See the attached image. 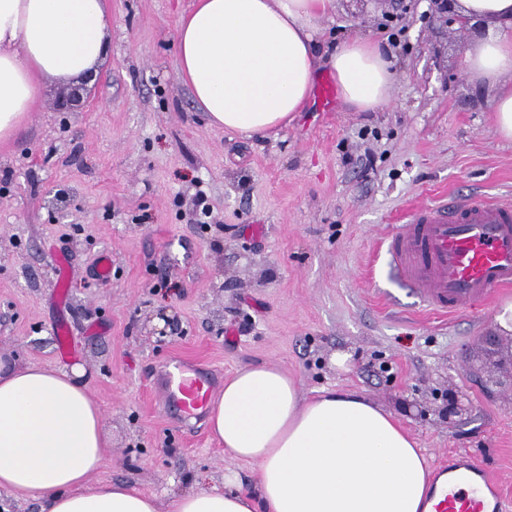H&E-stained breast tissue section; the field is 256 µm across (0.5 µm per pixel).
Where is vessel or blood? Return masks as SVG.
<instances>
[{
  "label": "vessel or blood",
  "instance_id": "b4317fda",
  "mask_svg": "<svg viewBox=\"0 0 512 512\" xmlns=\"http://www.w3.org/2000/svg\"><path fill=\"white\" fill-rule=\"evenodd\" d=\"M398 276L425 308L457 314L478 298L512 288V206L471 196L424 204L381 242ZM215 387L210 370L184 359L165 361L156 391L167 410L199 417ZM426 512H512V501L494 486L488 467L470 454L438 465Z\"/></svg>",
  "mask_w": 512,
  "mask_h": 512
}]
</instances>
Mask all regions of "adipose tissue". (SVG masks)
<instances>
[{
	"label": "adipose tissue",
	"instance_id": "ef3b65f1",
	"mask_svg": "<svg viewBox=\"0 0 512 512\" xmlns=\"http://www.w3.org/2000/svg\"><path fill=\"white\" fill-rule=\"evenodd\" d=\"M483 23L463 73L491 92L500 137L512 140V0H458ZM336 0H193L176 33L177 76L211 124L248 135L287 127L319 67L344 103L385 104L393 64L363 37L329 55L315 35ZM107 0H0V140L44 81H79L109 54ZM83 368L22 366L0 357V488L43 512H158L153 496L94 475L110 448ZM208 426L226 458L256 465L253 490L224 473L220 492L179 495L174 512H423L432 477L400 422L366 397L333 388L304 397L281 367L244 366L224 381Z\"/></svg>",
	"mask_w": 512,
	"mask_h": 512
}]
</instances>
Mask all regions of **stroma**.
<instances>
[{
  "label": "stroma",
  "mask_w": 512,
  "mask_h": 512,
  "mask_svg": "<svg viewBox=\"0 0 512 512\" xmlns=\"http://www.w3.org/2000/svg\"><path fill=\"white\" fill-rule=\"evenodd\" d=\"M192 0H108L111 51L89 103L57 111L47 80L0 141V355L83 367L112 452L95 477L154 495L244 487L206 420L164 409L151 376L173 356L226 379L277 365L304 393L365 395L394 414L431 466L489 459L512 498V336L500 299L442 317L420 311L376 242L410 208L481 193L512 203V142L486 88L461 69L473 31L429 0H337L324 42L361 35L394 61L390 100L370 111L311 97L265 137L208 123L176 76ZM211 211L197 221V204ZM112 254V279L95 263ZM65 325L73 355L57 353ZM349 353L345 368L336 353Z\"/></svg>",
  "instance_id": "stroma-1"
}]
</instances>
